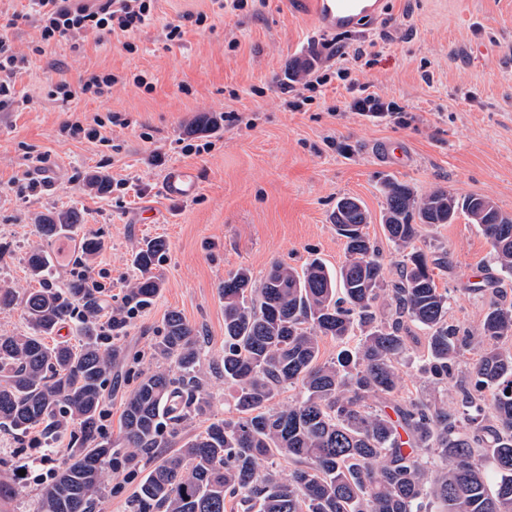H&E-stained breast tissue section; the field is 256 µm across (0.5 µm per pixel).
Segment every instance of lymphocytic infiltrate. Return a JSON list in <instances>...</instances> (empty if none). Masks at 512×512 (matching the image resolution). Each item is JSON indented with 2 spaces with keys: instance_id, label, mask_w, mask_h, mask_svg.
Segmentation results:
<instances>
[{
  "instance_id": "lymphocytic-infiltrate-1",
  "label": "lymphocytic infiltrate",
  "mask_w": 512,
  "mask_h": 512,
  "mask_svg": "<svg viewBox=\"0 0 512 512\" xmlns=\"http://www.w3.org/2000/svg\"><path fill=\"white\" fill-rule=\"evenodd\" d=\"M30 14L39 31L28 52L15 49L7 31L15 26L16 17L0 22V111L10 109L16 101L14 79L28 68L33 57L41 56L53 46L68 42L81 48L88 40L97 42L116 36L124 37V49L134 52L129 36L152 18L154 0H28ZM117 75L107 72L91 75L78 85L62 80L54 86V96L62 104L91 96L109 97Z\"/></svg>"
}]
</instances>
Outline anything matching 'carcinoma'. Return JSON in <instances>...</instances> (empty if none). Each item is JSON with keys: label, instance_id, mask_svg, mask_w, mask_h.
Returning a JSON list of instances; mask_svg holds the SVG:
<instances>
[{"label": "carcinoma", "instance_id": "1", "mask_svg": "<svg viewBox=\"0 0 512 512\" xmlns=\"http://www.w3.org/2000/svg\"><path fill=\"white\" fill-rule=\"evenodd\" d=\"M85 187L110 192L107 175L95 171ZM386 237L406 251L392 284L394 311L378 324L384 286L379 250L364 232L369 214L362 202L344 197L332 220L345 239L346 259L335 273L314 259L301 270L275 262L257 282L240 269L220 287L224 300V379L237 386L235 420L211 423L170 456L156 458L129 512H226V498L242 512H512V353L500 341L512 335V309L494 306L478 336H460L448 325L451 295L440 291L426 256L413 248L421 224H451L464 213L481 227L491 260L512 274V215L484 196L459 197L437 189L422 197L404 183L383 185ZM43 238L82 223L75 209L35 218ZM101 241L84 238L90 265ZM161 238L133 253L140 276L127 302L144 306L160 292L153 268L165 253ZM30 276L41 283L24 296L29 332L0 336V428L25 432L44 425L51 438L79 425L76 448L43 486L37 512H95L112 448L100 441L104 386L118 351L100 325V293L86 275L62 290L47 281L49 263L36 248ZM80 314V348L45 338ZM429 331L423 372L448 378L461 352L473 350L474 389L489 392L470 416L421 400H393L399 364L407 352L408 324ZM361 330L353 349L319 363L320 342L345 341ZM157 355L170 361L142 376L123 415L126 461L161 448L166 435L203 411L190 374L200 360L197 330L171 311ZM299 395L286 409L268 403L281 389ZM291 461L288 481L275 461Z\"/></svg>", "mask_w": 512, "mask_h": 512}]
</instances>
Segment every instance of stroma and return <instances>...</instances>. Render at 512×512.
Returning a JSON list of instances; mask_svg holds the SVG:
<instances>
[{
	"instance_id": "1",
	"label": "stroma",
	"mask_w": 512,
	"mask_h": 512,
	"mask_svg": "<svg viewBox=\"0 0 512 512\" xmlns=\"http://www.w3.org/2000/svg\"><path fill=\"white\" fill-rule=\"evenodd\" d=\"M378 22L341 34L319 32L298 0H255L242 11L219 9L215 0H156L153 18L135 31V53L116 39L69 45L33 57L16 78L23 108L0 112V288L18 295L0 307V336L26 333L21 301L36 287L27 269L31 250L43 247L37 215L74 208L79 236L98 237L103 247L90 272L104 300L105 315L123 309L138 274L132 254L139 244L165 239L167 251L154 272L159 294L115 338L120 350L105 384L102 433L123 450L125 402L140 374L163 365L153 346L169 311H179L200 332L203 354L194 370L207 405L167 439L166 453L218 420L236 419L235 387L225 382L224 302L219 288L239 269L262 279L273 262L302 268L320 259L331 271L345 260L344 240L331 220L342 197L361 200L370 215L365 231L379 248L385 283L397 280L403 252L384 234L382 184L396 180L424 195L442 188L459 196L491 198L512 215V0H385ZM203 13L205 26L191 23ZM183 21L181 41L165 39L168 23ZM343 41L345 56L330 43ZM311 60L312 75L343 70L348 80L395 101L405 124L350 112L346 91L333 80L305 111L285 105L288 68ZM145 72L151 91L121 83L108 99L84 97L63 107L51 95L59 79L71 83L90 74ZM119 112L143 127L108 131L107 141L74 139L65 121L93 124ZM237 112L242 123L224 122ZM203 114L216 127L195 135L210 152L186 156L175 148ZM403 158H396L395 150ZM163 161L152 162L154 152ZM48 158L46 189L17 194L16 183L31 171L36 155ZM192 168L197 193L173 200L163 191L167 172ZM125 180L124 203L84 186L87 173ZM438 261L435 281L452 296L449 324L479 333L491 304L512 305V275L491 261V246L466 216L451 224H424L415 242ZM486 292L470 293L472 284ZM427 355V333L411 326L401 360L397 398L461 405L471 385L472 354L455 365L454 376L433 384L419 369ZM67 434L45 439L40 427L26 434L0 430V474L14 497L13 512H36L44 485L37 460L44 449L68 451ZM151 467L107 468L96 512H128V502Z\"/></svg>"
}]
</instances>
